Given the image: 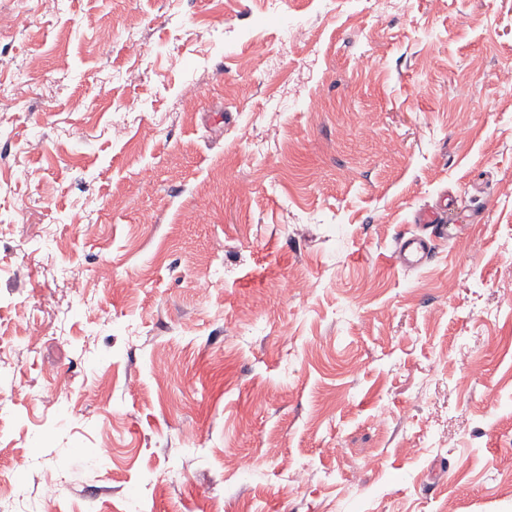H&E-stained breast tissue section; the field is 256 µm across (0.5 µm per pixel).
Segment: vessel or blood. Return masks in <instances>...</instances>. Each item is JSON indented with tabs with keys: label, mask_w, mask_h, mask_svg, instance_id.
Masks as SVG:
<instances>
[{
	"label": "vessel or blood",
	"mask_w": 512,
	"mask_h": 512,
	"mask_svg": "<svg viewBox=\"0 0 512 512\" xmlns=\"http://www.w3.org/2000/svg\"><path fill=\"white\" fill-rule=\"evenodd\" d=\"M450 207H431L416 213L414 221L419 234L403 235L396 239L392 257L404 269L415 270L429 262L434 254V244L448 235Z\"/></svg>",
	"instance_id": "1"
}]
</instances>
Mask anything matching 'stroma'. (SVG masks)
Instances as JSON below:
<instances>
[{"label":"stroma","instance_id":"stroma-1","mask_svg":"<svg viewBox=\"0 0 512 512\" xmlns=\"http://www.w3.org/2000/svg\"><path fill=\"white\" fill-rule=\"evenodd\" d=\"M0 345V512H512V0H0ZM453 208L431 207L418 211L414 222L423 234L402 235L395 240L392 258L406 270H415L431 260L434 242L448 237V222Z\"/></svg>","mask_w":512,"mask_h":512}]
</instances>
